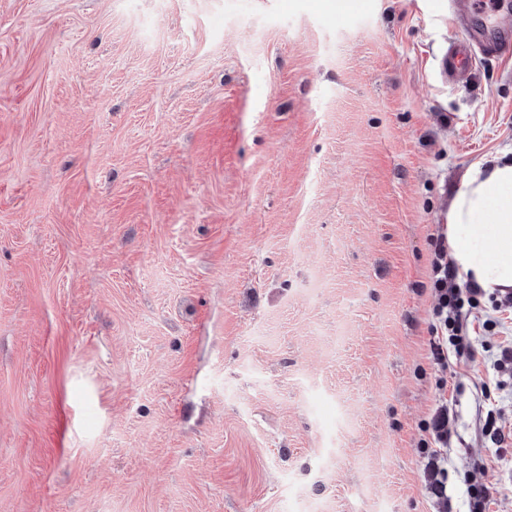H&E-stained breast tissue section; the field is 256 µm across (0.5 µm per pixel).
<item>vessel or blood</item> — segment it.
<instances>
[{
  "instance_id": "b4317fda",
  "label": "vessel or blood",
  "mask_w": 512,
  "mask_h": 512,
  "mask_svg": "<svg viewBox=\"0 0 512 512\" xmlns=\"http://www.w3.org/2000/svg\"><path fill=\"white\" fill-rule=\"evenodd\" d=\"M512 0H452L455 19L462 36L449 49L444 60L448 80L463 84L472 71L478 53L497 52L501 44L512 41V28L500 16Z\"/></svg>"
}]
</instances>
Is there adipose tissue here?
<instances>
[{
	"label": "adipose tissue",
	"instance_id": "adipose-tissue-1",
	"mask_svg": "<svg viewBox=\"0 0 512 512\" xmlns=\"http://www.w3.org/2000/svg\"><path fill=\"white\" fill-rule=\"evenodd\" d=\"M450 255L487 293L512 289V157L471 164L447 216Z\"/></svg>",
	"mask_w": 512,
	"mask_h": 512
}]
</instances>
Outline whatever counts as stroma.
<instances>
[{"label": "stroma", "mask_w": 512, "mask_h": 512, "mask_svg": "<svg viewBox=\"0 0 512 512\" xmlns=\"http://www.w3.org/2000/svg\"><path fill=\"white\" fill-rule=\"evenodd\" d=\"M330 2L0 0V512H512V321L431 358L512 46L454 85L448 0ZM450 413V409L448 407V403H442V405L436 410L431 420L427 422L425 426V431L429 432L430 435L434 437L435 442H437L440 446L438 448H424L425 452L430 454L433 457V461H436L438 471L437 473L440 475V479H435L431 485V492L438 498L448 497L447 495V482H448V471L445 467H439L438 462L442 464L447 461V457H444L442 451L444 448L448 447V415ZM437 474V475H438Z\"/></svg>", "instance_id": "stroma-1"}]
</instances>
